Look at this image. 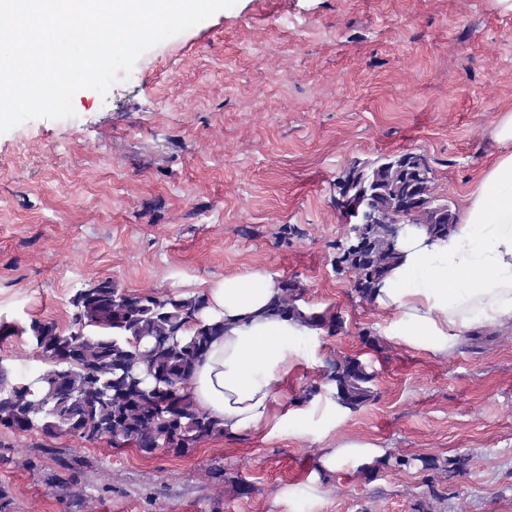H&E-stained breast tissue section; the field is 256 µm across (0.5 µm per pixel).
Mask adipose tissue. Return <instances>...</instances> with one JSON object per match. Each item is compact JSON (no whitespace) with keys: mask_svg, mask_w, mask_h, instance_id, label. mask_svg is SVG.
Returning <instances> with one entry per match:
<instances>
[{"mask_svg":"<svg viewBox=\"0 0 512 512\" xmlns=\"http://www.w3.org/2000/svg\"><path fill=\"white\" fill-rule=\"evenodd\" d=\"M492 136L500 151L474 180L454 228L435 236L403 225L395 242L400 258L373 295L389 315L385 336L437 359L485 328L512 331V109L497 117ZM278 291L276 279L251 270L207 292L206 314L223 318L224 334L198 364L189 393L220 420L225 436L325 437L345 416L327 391L305 403L280 401L298 368L317 359L315 348L300 347L297 323L267 315ZM382 453L375 442L345 438L320 465L328 472L343 463L360 468Z\"/></svg>","mask_w":512,"mask_h":512,"instance_id":"1","label":"adipose tissue"}]
</instances>
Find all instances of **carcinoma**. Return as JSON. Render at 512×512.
I'll use <instances>...</instances> for the list:
<instances>
[{"label": "carcinoma", "mask_w": 512, "mask_h": 512, "mask_svg": "<svg viewBox=\"0 0 512 512\" xmlns=\"http://www.w3.org/2000/svg\"><path fill=\"white\" fill-rule=\"evenodd\" d=\"M342 178L350 193H367L380 216L376 224L361 225L360 236L347 234L335 244L336 272L348 275L357 296L370 301L397 259L393 225L422 224L435 235H445L454 222L436 219L431 167H414L405 153L356 161ZM419 184L429 204L410 213L400 200ZM278 283L269 315L331 336L343 329L339 314L303 306L305 289L298 280ZM73 305L77 312L68 333L41 320L23 330L49 368L33 384L13 381L9 371L0 370V427L40 430L47 436L74 431L88 441L106 439L114 448L133 446L145 455L166 448L180 452L224 435L217 421L184 392L212 340L224 335V320L203 317L205 295L131 294L104 279L94 295L78 292ZM56 378L63 387L52 394L46 380ZM374 378L371 367L357 357L330 359L322 383L305 387L300 400L312 399L329 384L336 403L355 412L374 400Z\"/></svg>", "instance_id": "carcinoma-1"}]
</instances>
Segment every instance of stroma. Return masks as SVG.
I'll return each mask as SVG.
<instances>
[{"label":"stroma","mask_w":512,"mask_h":512,"mask_svg":"<svg viewBox=\"0 0 512 512\" xmlns=\"http://www.w3.org/2000/svg\"><path fill=\"white\" fill-rule=\"evenodd\" d=\"M73 106L0 134V322L18 329L0 337V366L17 380L46 370L21 327L68 332L71 299L91 282L184 293L259 270L297 278L308 307L344 320L318 335L317 366L298 370L284 400L340 355L373 365L377 398L317 441L213 437L148 456L0 427L11 512H512V332L432 358L384 339L386 313L333 268L345 224L336 179L353 162L423 154L435 196L459 211L498 152L493 121L512 107V11L237 0L146 51L108 96L82 89ZM285 224L296 232L284 241ZM344 436L412 464L321 471ZM422 456L436 469L421 470ZM238 480L249 494L230 493Z\"/></svg>","instance_id":"1"}]
</instances>
